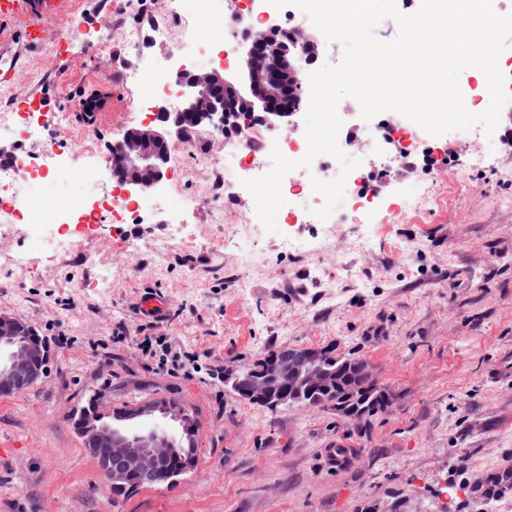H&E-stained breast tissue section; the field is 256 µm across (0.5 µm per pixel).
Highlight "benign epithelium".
<instances>
[{"label": "benign epithelium", "mask_w": 512, "mask_h": 512, "mask_svg": "<svg viewBox=\"0 0 512 512\" xmlns=\"http://www.w3.org/2000/svg\"><path fill=\"white\" fill-rule=\"evenodd\" d=\"M278 46L283 60H288V33L274 25L266 29L260 43ZM274 58L262 51L247 53V70L252 76L262 75L274 80ZM177 75L182 85L181 95L186 104L171 110L157 108L156 120L174 128L181 136L189 126L212 124L221 130L238 131L260 122L277 124L288 112L275 106L278 98L265 97L264 102L238 112L226 103L227 95L218 89H233L235 96L243 94L224 80L216 70L194 71L184 66ZM169 140L152 128H128L111 145V171L120 185L151 188L164 177L168 164ZM0 397H9L35 385L48 374L52 358L47 340L28 322L0 315ZM322 349L287 346L257 359L259 367H241L226 372V382L241 401L277 408L299 406L316 408L331 405L343 419H363L374 407L362 402L361 388L353 386L337 398L326 392L327 372L320 364ZM89 406L75 413V427L82 446L95 461L103 477L114 490L130 494L140 488L171 485L188 472L186 463L194 457L199 426L183 407L173 400L147 398L132 404L127 418H166L183 425L178 440L154 430L144 432L135 440L128 438L123 423L101 418L99 399L91 396ZM94 408L89 414L88 408Z\"/></svg>", "instance_id": "benign-epithelium-1"}]
</instances>
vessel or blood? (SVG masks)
<instances>
[{"mask_svg": "<svg viewBox=\"0 0 512 512\" xmlns=\"http://www.w3.org/2000/svg\"><path fill=\"white\" fill-rule=\"evenodd\" d=\"M74 11L75 0H0V46L9 47L20 28L32 43L44 44L52 23Z\"/></svg>", "mask_w": 512, "mask_h": 512, "instance_id": "b4317fda", "label": "vessel or blood"}]
</instances>
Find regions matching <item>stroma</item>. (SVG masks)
Instances as JSON below:
<instances>
[{
  "label": "stroma",
  "mask_w": 512,
  "mask_h": 512,
  "mask_svg": "<svg viewBox=\"0 0 512 512\" xmlns=\"http://www.w3.org/2000/svg\"><path fill=\"white\" fill-rule=\"evenodd\" d=\"M167 7L78 0L57 44L20 38L0 56V69L13 71L0 102L40 118L34 139L1 129L0 146L34 158L37 139L57 144L33 202L111 194L110 144L157 125L154 113L127 111L138 95L127 73L158 62L172 72L206 68L155 41ZM130 28L143 41L137 57L123 46ZM93 92L102 103L88 116L82 102ZM230 143L215 131L167 166L154 194L180 184L188 206L179 215L157 204L136 220L74 233L67 251L0 238V314L32 324L54 354L46 378L0 397V437L16 444L0 459V512H472L466 482L512 469V156L484 141L476 165L463 139H432L402 170L429 197L419 222L387 211L398 189L386 183L376 224H340L329 236L288 224L283 234L313 243V253H284L281 234L268 232L248 263L228 241L227 220L253 199L217 195ZM89 144L99 181L78 190L71 168ZM452 161L467 180L455 194L431 175ZM175 223L185 242L157 255ZM152 289L169 299L158 319L136 311ZM141 333L152 355L138 346ZM293 345L367 360L388 408L354 424L328 406L272 410L235 398L226 368ZM169 349L196 357L191 377L169 372ZM94 394L108 412L148 397L180 403L199 424L194 471L114 500L71 420ZM331 448L351 454L333 468Z\"/></svg>",
  "instance_id": "1"
}]
</instances>
